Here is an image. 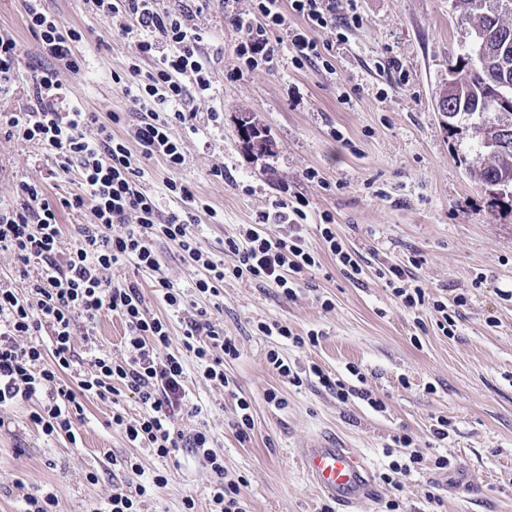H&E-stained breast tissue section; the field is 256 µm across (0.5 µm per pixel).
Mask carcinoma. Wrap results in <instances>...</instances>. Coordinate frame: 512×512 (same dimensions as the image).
I'll use <instances>...</instances> for the list:
<instances>
[{
  "instance_id": "obj_1",
  "label": "carcinoma",
  "mask_w": 512,
  "mask_h": 512,
  "mask_svg": "<svg viewBox=\"0 0 512 512\" xmlns=\"http://www.w3.org/2000/svg\"><path fill=\"white\" fill-rule=\"evenodd\" d=\"M491 0H455V9L460 20L470 27H480L488 32L490 41L497 38L496 28L504 21H492L489 18ZM468 74L455 79V89L449 96L452 106L453 122L470 124L483 130L501 117V112L490 106V98L497 83L501 80L502 64L512 67V43L505 49L502 59L480 63L464 54L461 57ZM239 136L247 147L260 153L269 150L270 141L265 131L244 122L239 127ZM467 170L482 186L493 182L512 181V152L508 154H489L484 146H479L475 158L466 165Z\"/></svg>"
}]
</instances>
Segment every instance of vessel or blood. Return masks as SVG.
<instances>
[{
    "label": "vessel or blood",
    "mask_w": 512,
    "mask_h": 512,
    "mask_svg": "<svg viewBox=\"0 0 512 512\" xmlns=\"http://www.w3.org/2000/svg\"><path fill=\"white\" fill-rule=\"evenodd\" d=\"M300 465L321 492L337 502L344 512H351L374 495L371 471L362 456L333 437L321 435L305 445Z\"/></svg>",
    "instance_id": "b4317fda"
}]
</instances>
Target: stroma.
I'll return each instance as SVG.
<instances>
[{"label":"stroma","mask_w":512,"mask_h":512,"mask_svg":"<svg viewBox=\"0 0 512 512\" xmlns=\"http://www.w3.org/2000/svg\"><path fill=\"white\" fill-rule=\"evenodd\" d=\"M45 7L81 30L80 71H62L73 99L113 134H124L137 114L112 83L127 69L135 48L89 11L85 0H45ZM197 24L209 35L205 51L214 58L211 106L221 127L204 134L206 113L195 128L174 127L186 163L178 173L159 160L147 162L141 184L162 211L180 209L165 192L170 175L189 184L216 209L194 227L198 248L233 268L236 256L225 239L255 223L276 202L310 201L304 235L320 264L305 273L294 298L258 281L226 279L219 295L199 293L204 271L163 241L152 249L156 270L124 264L114 282L138 283L151 314L168 319L173 341H180L185 319L206 311L213 324L236 337L240 355L226 361L229 386L207 381L192 353H184L189 408L176 415L185 435L206 430L209 446L224 462L229 478H242L245 512H342L324 496L299 465L304 442L330 434L363 456L372 474L405 463L390 450L393 436L408 435L424 455L417 471L378 481L374 498L358 512H381L395 500L402 512H512V210L492 206L462 164L473 156V128L449 132L435 105V92L448 80V65L468 43L450 0H358L364 18L336 46L335 74L296 69L283 59L274 71L249 69L236 59L237 32L224 22L219 0H193ZM402 70H389L390 60ZM351 93L342 103L341 93ZM263 127L270 153H252L238 135L242 117ZM222 166L223 179L211 176ZM317 170L321 180L307 182ZM40 151L0 133V201L9 200L16 181L44 183L50 202L74 192L69 177L47 176ZM334 218L337 239L355 250L363 268L359 281L341 271L322 245V213ZM424 263L417 272L431 299L452 303L464 295L454 335L437 327L430 307L408 309L396 303L380 276L384 267ZM168 278L184 292L188 305L173 314L156 286ZM282 323L297 334L315 330L316 345L295 347L281 336L258 332L259 323ZM125 326L116 314L100 316L88 333L75 337L76 358L86 361L95 348L124 352ZM278 351L303 370L319 366L347 385H362L380 399V409L353 398L339 402L316 377L292 385L267 362ZM276 392L283 406L269 403ZM251 403L254 426L239 437L236 399ZM78 444L65 436L47 437L30 423L36 401L4 413L0 429V512H24L26 498L49 491L61 512H105L112 493L144 486L140 512H211L216 476L189 450L162 459L152 449L133 446L113 426L112 413L143 416L144 406L129 391L117 403L83 400ZM449 421L448 437L437 440L431 426ZM451 465L439 470L438 456ZM132 459L125 467L123 459ZM168 481L156 486V475Z\"/></svg>","instance_id":"1"}]
</instances>
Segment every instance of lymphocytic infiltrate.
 I'll return each instance as SVG.
<instances>
[{"label": "lymphocytic infiltrate", "instance_id": "f902f5d3", "mask_svg": "<svg viewBox=\"0 0 512 512\" xmlns=\"http://www.w3.org/2000/svg\"><path fill=\"white\" fill-rule=\"evenodd\" d=\"M224 18L239 35L237 59L250 68L273 70L283 43L291 45V62L299 69L335 73L332 44H319L311 32L326 29L345 41L360 27V13L340 16L338 0H221ZM100 20H120V33L131 39L138 62L112 75V82L140 118L126 134H112L98 113L74 101L59 78L60 69L80 70L79 45L83 34L49 12L44 0H23V22L37 39L31 62H24L15 38L0 35V97L13 93L21 75L31 88L26 98L0 113V131L37 146L50 160L52 175L75 174L78 188L52 206L43 184L15 183L12 198L0 204V253L15 262L31 290L23 295L0 282V427L2 410L23 400L37 399L29 420L47 436L66 435L76 441L83 419L81 398L111 399L119 389L134 393L147 412L136 420L114 414L112 421L128 441L152 448L167 457L188 448L206 458L217 480L212 488L215 512H244L240 484L229 479L223 464L208 446L206 432L186 437L173 424L188 403L182 354L189 351L202 362L206 380L226 384L224 361L237 358L238 343L209 320L189 319L183 330L182 352L171 349L166 319L150 313L141 288L112 281L114 267L131 263L155 269L157 261L148 238L168 241L201 266L204 278L195 286L202 293H219L226 278L247 277L281 290L293 298L303 273L317 266L316 252L304 249L303 227L309 201L278 204L260 212L257 224L244 228L226 247L237 265L201 252L192 229L198 205L190 186L171 178L166 186L180 199L181 210L162 212L155 197L144 190L142 167L132 159L139 147L142 159L163 160L170 170L183 167L186 157L175 126L186 124L194 102L208 99L212 88L211 59L204 51L207 36L184 6L162 7L159 0H86ZM305 20V27H289V16ZM287 38H280V31ZM151 60L142 70L140 60ZM91 207L94 221L78 225L70 241H63L58 208L81 211ZM280 224L284 235H270L265 227ZM401 306L419 309L432 305L438 327L452 335L456 320L441 301H428L407 269L394 264L382 273ZM118 314L126 327L127 353L94 352L86 370L74 372V336L79 321L94 322L102 313ZM48 340H39V333Z\"/></svg>", "mask_w": 512, "mask_h": 512}]
</instances>
